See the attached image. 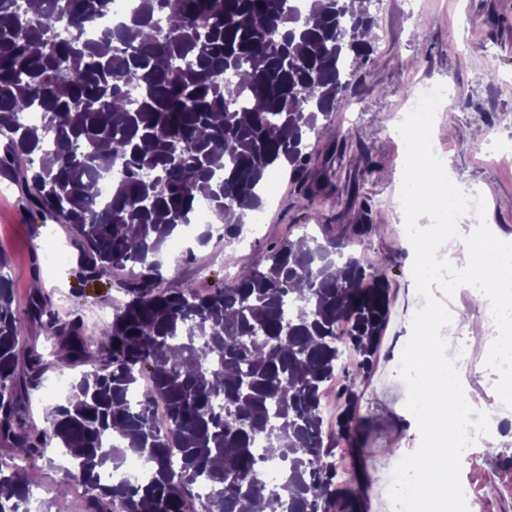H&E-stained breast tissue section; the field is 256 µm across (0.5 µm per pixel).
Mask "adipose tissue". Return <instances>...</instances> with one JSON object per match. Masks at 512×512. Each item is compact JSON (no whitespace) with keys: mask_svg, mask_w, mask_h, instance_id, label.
Instances as JSON below:
<instances>
[{"mask_svg":"<svg viewBox=\"0 0 512 512\" xmlns=\"http://www.w3.org/2000/svg\"><path fill=\"white\" fill-rule=\"evenodd\" d=\"M407 155L421 185L418 207L455 194L449 174L431 168L415 144H408ZM440 226H432L415 242L408 274L419 288L433 285L432 271L439 260H446L452 277L449 289L472 290L481 286L483 297L499 306L512 305V235L499 232L493 225L480 224L459 231L454 256L443 257L437 244ZM442 313H433L419 336L409 343L420 373L414 383V395L420 404V417L431 458L418 462V494L423 512H446L452 487L449 475L455 470V458L448 453V431L460 405L479 404L485 417L495 416L496 403L477 402L475 394L462 386L455 356L459 346L446 330Z\"/></svg>","mask_w":512,"mask_h":512,"instance_id":"adipose-tissue-1","label":"adipose tissue"}]
</instances>
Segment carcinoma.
<instances>
[{
    "label": "carcinoma",
    "mask_w": 512,
    "mask_h": 512,
    "mask_svg": "<svg viewBox=\"0 0 512 512\" xmlns=\"http://www.w3.org/2000/svg\"><path fill=\"white\" fill-rule=\"evenodd\" d=\"M113 2L0 0V169L68 226L80 281L129 273L126 300L92 336L48 296L27 297L64 363L92 366L44 428L26 402L47 363L20 347V303L0 276V490L12 489L0 512H29L16 461L53 443L83 512H246L263 497L278 512H357L331 461L361 434L357 395L341 389L333 431L322 399L342 348L368 372L389 318L388 284L352 247L371 225L284 240L207 291L163 286L159 255L199 203L228 241L264 209L273 170L301 181L310 135L373 51L356 40L375 27L373 0H136L119 27L88 37ZM130 454L150 478L107 480Z\"/></svg>",
    "instance_id": "cac0c4a2"
}]
</instances>
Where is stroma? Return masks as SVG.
Returning <instances> with one entry per match:
<instances>
[{
  "label": "stroma",
  "mask_w": 512,
  "mask_h": 512,
  "mask_svg": "<svg viewBox=\"0 0 512 512\" xmlns=\"http://www.w3.org/2000/svg\"><path fill=\"white\" fill-rule=\"evenodd\" d=\"M372 11L377 27L371 59L352 78L325 131L309 140L313 161L306 181L313 201L301 199L288 173L277 174L276 194L247 245L216 238L199 243L205 227L194 223L167 243L162 262L169 285L192 281L216 288L232 284L285 239L321 227L341 234L354 224L372 225L353 247L380 262L390 288L389 320L369 373L358 372L356 357L347 355L345 373L326 389L323 415L335 427L338 392L352 385L365 435L355 447L337 451L335 460L359 491V512H386L389 466L419 446L417 420L408 408L413 386L396 371L414 334L415 314L431 301L427 290L411 287L406 278L411 254L398 235L405 217L391 202L408 180L406 147L389 126L420 82L447 83L433 138L461 189L486 199L482 213L465 211L457 221L483 219L512 235V0H378ZM0 254L6 257L0 275L18 296L41 288L60 316H81L87 328L124 298L109 278L88 284L77 279L76 252L64 225L30 211L18 183L1 174ZM24 342L49 363L31 396V419L41 427L47 408L65 398L56 389L58 379L76 370L55 361L39 325L27 324ZM22 466L39 474L32 512H51L65 484L71 487L69 512H81L82 490L71 486V467L58 448L47 447Z\"/></svg>",
  "instance_id": "stroma-1"
}]
</instances>
